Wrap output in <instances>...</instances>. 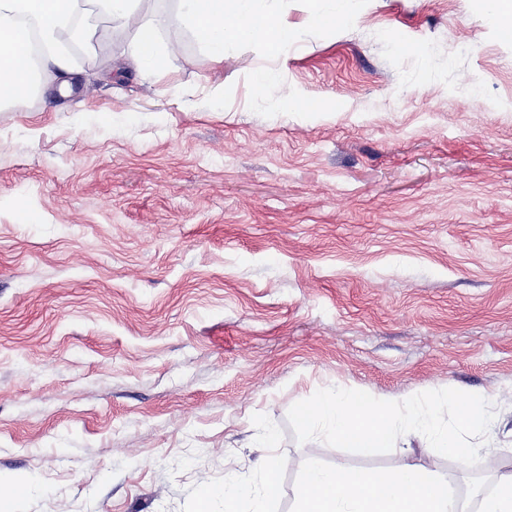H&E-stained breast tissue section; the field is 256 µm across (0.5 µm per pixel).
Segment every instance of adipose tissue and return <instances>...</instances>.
Returning <instances> with one entry per match:
<instances>
[{
	"instance_id": "ef3b65f1",
	"label": "adipose tissue",
	"mask_w": 512,
	"mask_h": 512,
	"mask_svg": "<svg viewBox=\"0 0 512 512\" xmlns=\"http://www.w3.org/2000/svg\"><path fill=\"white\" fill-rule=\"evenodd\" d=\"M107 15L114 28H133L132 61L143 73L164 71L168 53L155 27L139 20V0H91ZM182 21L197 30L203 45L216 62H223L228 47L235 43L259 44L274 51L287 48L294 35L276 17L256 14L251 0H177ZM80 0H0V104H19L34 90V73L28 56L34 20L41 38L55 45L68 26ZM457 428L443 426L437 405L404 399L371 407L358 391L330 392L312 404L303 405L299 418L304 424L321 426L337 446L349 448H401L410 438L425 439L423 458L388 472H369L343 465L327 467L311 460L295 489L296 512H467L452 480L436 473L429 458L471 457V437L489 432L493 419L479 397L457 401ZM224 512H242L241 503L255 501L254 512H264V503L280 495L279 466L266 458L262 480L250 489L235 482L221 492Z\"/></svg>"
}]
</instances>
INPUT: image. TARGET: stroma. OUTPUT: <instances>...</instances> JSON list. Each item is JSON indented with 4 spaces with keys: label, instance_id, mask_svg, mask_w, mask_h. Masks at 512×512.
Wrapping results in <instances>:
<instances>
[{
    "label": "stroma",
    "instance_id": "obj_1",
    "mask_svg": "<svg viewBox=\"0 0 512 512\" xmlns=\"http://www.w3.org/2000/svg\"><path fill=\"white\" fill-rule=\"evenodd\" d=\"M168 2L139 5L166 72L89 7L67 68L0 105L7 512H223L269 432L270 512L308 459L419 455L304 428L328 390L488 397L471 460L432 462L478 497L512 472V42L479 0H349L333 29L258 0L295 40L219 65Z\"/></svg>",
    "mask_w": 512,
    "mask_h": 512
}]
</instances>
